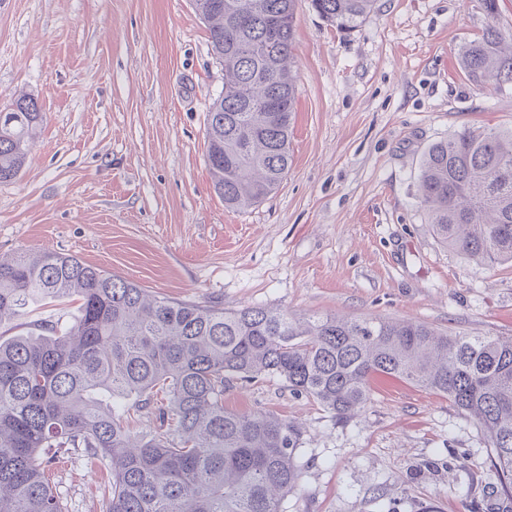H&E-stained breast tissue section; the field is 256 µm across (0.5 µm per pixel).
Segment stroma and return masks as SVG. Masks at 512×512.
<instances>
[{
    "instance_id": "1",
    "label": "stroma",
    "mask_w": 512,
    "mask_h": 512,
    "mask_svg": "<svg viewBox=\"0 0 512 512\" xmlns=\"http://www.w3.org/2000/svg\"><path fill=\"white\" fill-rule=\"evenodd\" d=\"M512 32V0H376L353 32L298 0L292 164L279 189L225 208L206 163L224 87L190 0H0V110L28 94L45 120L0 182V257L53 250L149 293L293 317L413 319L512 336V263L441 244L418 200L428 147L466 128H512V85L461 71V45ZM226 408L301 426L282 512H499L475 423L446 397L374 381L339 420L287 383H233ZM110 476L73 456L52 483L67 512H103Z\"/></svg>"
}]
</instances>
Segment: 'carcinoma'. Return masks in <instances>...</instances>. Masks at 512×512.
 <instances>
[{"instance_id":"carcinoma-1","label":"carcinoma","mask_w":512,"mask_h":512,"mask_svg":"<svg viewBox=\"0 0 512 512\" xmlns=\"http://www.w3.org/2000/svg\"><path fill=\"white\" fill-rule=\"evenodd\" d=\"M374 2L311 0L342 33ZM191 4L224 68L206 162L224 206L244 210L275 192L291 162L296 0ZM458 64L472 81L512 83V33L486 29L461 46ZM42 122L29 96L0 111V182L20 172ZM418 192L445 246L468 260L512 261V128L464 129L430 145ZM64 302L76 304L73 323L0 335V512H65L46 479L65 455L107 462L103 512H282L300 475L301 428L224 407L231 382L266 376L339 420L365 408L377 376L448 396L484 436L501 508L512 512V338L170 300L60 252L0 259V328ZM131 407L174 428L136 433Z\"/></svg>"}]
</instances>
